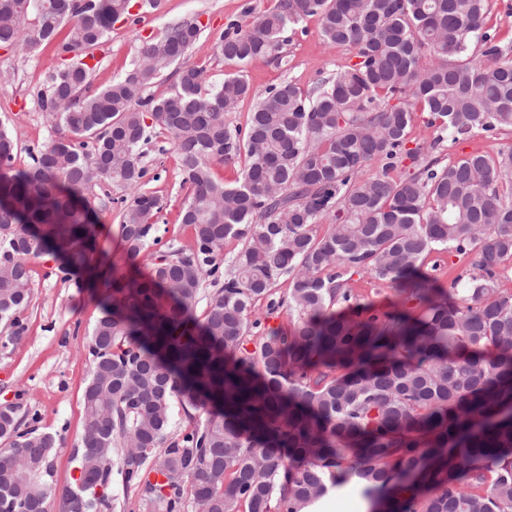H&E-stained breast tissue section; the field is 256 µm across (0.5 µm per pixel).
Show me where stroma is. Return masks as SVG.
<instances>
[{
	"mask_svg": "<svg viewBox=\"0 0 512 512\" xmlns=\"http://www.w3.org/2000/svg\"><path fill=\"white\" fill-rule=\"evenodd\" d=\"M271 4L272 0H163L160 10L134 13L116 23L109 40L96 51L98 66L93 85L101 88L110 84L114 77L131 68L144 41L192 17L200 19L204 30L190 49L188 60L203 67L206 83H221L231 69L214 55V34L230 21L242 19L245 7H252L258 15ZM286 37L285 64L257 60L245 68L244 75L254 88L264 90L289 80L307 90L351 60L346 48L323 39L317 17L305 19ZM58 63L50 45L40 47L33 55L17 48H0V119L6 121L18 143L17 166L28 163V148L45 142L50 135L34 98L47 73ZM438 134L437 127L428 125L425 114L415 115L413 142L433 147L434 157L444 163L475 152L493 159L500 150L512 146L510 127L478 133L456 144L437 143ZM144 164L154 176L149 188L162 205L159 236L166 242H188L190 230L177 222L186 192L181 187L176 154L171 150L161 153L153 147ZM118 224L117 210L100 213L95 227L96 264L108 275H133L137 269L124 259ZM54 265L49 258L35 264L31 303L26 312L28 329L18 342L0 348V406H19L25 417H38L42 430L57 434L53 464L56 483L63 488L71 481L73 451L83 435V390L89 376L86 345L100 308L89 289L53 276Z\"/></svg>",
	"mask_w": 512,
	"mask_h": 512,
	"instance_id": "1",
	"label": "stroma"
}]
</instances>
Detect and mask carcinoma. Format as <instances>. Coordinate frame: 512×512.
<instances>
[{
	"label": "carcinoma",
	"mask_w": 512,
	"mask_h": 512,
	"mask_svg": "<svg viewBox=\"0 0 512 512\" xmlns=\"http://www.w3.org/2000/svg\"><path fill=\"white\" fill-rule=\"evenodd\" d=\"M136 4L159 0H0V46L52 44L60 59L37 97L58 132L27 149L26 167L0 121V346L27 330L39 259L54 256L63 282L95 269L92 213L112 196L95 207L91 187L122 191L118 236L131 265L150 266L92 275L105 288L83 393L94 441L74 449L61 512H112L115 473L149 512H302L347 478L378 512H512V292L500 287L512 147L445 165L408 147L417 110L453 143L512 127V58L485 30L488 0H274L215 36L229 66L281 63L288 28L318 17L355 62L307 91L286 81L259 92L240 72L205 84L187 60L196 18L91 90L87 60ZM175 64L177 82L150 93ZM249 98L247 127L224 123ZM159 136L177 155L191 237L151 253L161 205L143 157ZM240 155L236 184L215 177ZM370 163L379 171L356 179ZM229 239L241 248L226 272ZM433 252L472 259L466 288L432 284ZM355 274L395 284L399 301L382 314L352 301ZM259 298L287 308L289 327L255 335ZM31 421L0 408V508L12 512L56 494V437Z\"/></svg>",
	"instance_id": "carcinoma-1"
}]
</instances>
